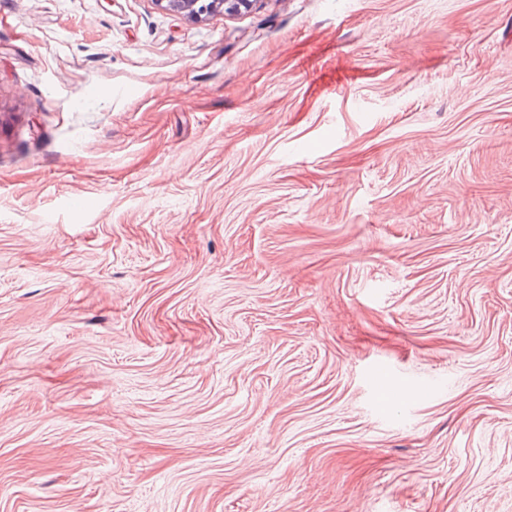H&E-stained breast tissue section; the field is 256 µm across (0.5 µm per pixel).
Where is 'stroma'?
Instances as JSON below:
<instances>
[{"label":"stroma","mask_w":512,"mask_h":512,"mask_svg":"<svg viewBox=\"0 0 512 512\" xmlns=\"http://www.w3.org/2000/svg\"><path fill=\"white\" fill-rule=\"evenodd\" d=\"M0 512H512V0H0ZM171 11L181 13L195 20H202L211 14L224 12L225 14H239L250 8L254 0H156Z\"/></svg>","instance_id":"obj_1"}]
</instances>
